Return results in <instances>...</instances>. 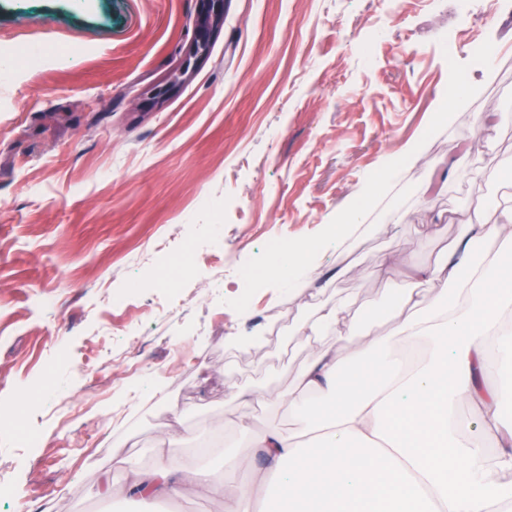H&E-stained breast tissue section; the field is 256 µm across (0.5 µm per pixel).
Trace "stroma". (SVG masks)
I'll list each match as a JSON object with an SVG mask.
<instances>
[{
  "instance_id": "stroma-1",
  "label": "stroma",
  "mask_w": 512,
  "mask_h": 512,
  "mask_svg": "<svg viewBox=\"0 0 512 512\" xmlns=\"http://www.w3.org/2000/svg\"><path fill=\"white\" fill-rule=\"evenodd\" d=\"M224 0L207 55L199 0H0V512H118L167 442L221 426L206 466L263 467L240 445L244 387L286 394L311 346L308 298L394 328L391 289L431 266L459 225L512 204V0ZM497 41L484 69L465 45ZM457 50H449V42ZM476 89L428 121L456 75ZM167 88L162 99L153 90ZM493 114L485 130L476 113ZM421 154L351 247L319 258L307 296L278 288L265 239L321 238L392 151ZM390 211L397 228L380 229ZM220 226L230 266L211 263ZM190 264L146 286L183 238ZM384 274L374 268L381 255ZM241 269L262 271L240 305ZM261 335L263 347H237ZM89 362L93 380L71 371ZM132 444L114 458L111 446Z\"/></svg>"
}]
</instances>
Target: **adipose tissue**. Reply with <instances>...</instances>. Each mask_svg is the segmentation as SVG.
Here are the masks:
<instances>
[{
    "label": "adipose tissue",
    "mask_w": 512,
    "mask_h": 512,
    "mask_svg": "<svg viewBox=\"0 0 512 512\" xmlns=\"http://www.w3.org/2000/svg\"><path fill=\"white\" fill-rule=\"evenodd\" d=\"M400 173V164L387 162L321 239L270 258L282 287L305 294L319 255L355 238L367 203ZM462 236L458 255L411 269L419 285L398 289L395 327L386 335L355 324L346 302L315 305L303 327L311 356L286 398L297 428L256 432L248 417L238 419L274 466L268 480L277 512H512V418L502 415L512 390L489 385L486 347L499 336L503 357L512 359V332L501 327L512 311V206L493 223L463 225ZM490 240L498 245L493 258L483 248ZM332 326L343 328L345 348L324 342ZM421 345L427 356L401 370L399 349ZM463 402L477 410L476 430L458 416ZM488 440L494 453L485 451ZM173 454L159 449L156 466L135 477L141 496L175 497L193 484L220 496L224 512H254V483L230 487L208 471L173 467Z\"/></svg>",
    "instance_id": "1"
}]
</instances>
